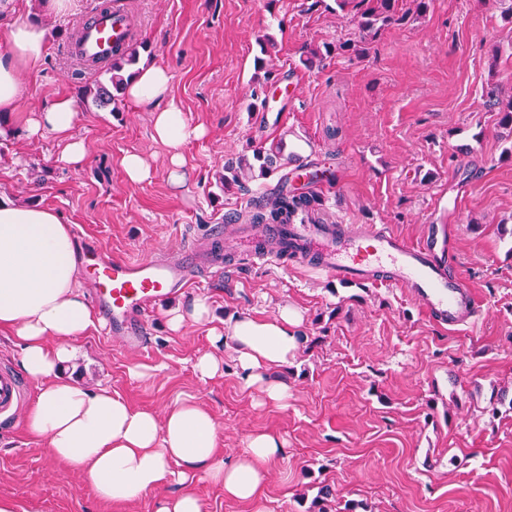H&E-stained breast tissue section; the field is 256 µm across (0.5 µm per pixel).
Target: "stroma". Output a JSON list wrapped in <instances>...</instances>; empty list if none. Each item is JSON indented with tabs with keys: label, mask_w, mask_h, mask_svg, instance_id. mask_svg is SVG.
<instances>
[{
	"label": "stroma",
	"mask_w": 512,
	"mask_h": 512,
	"mask_svg": "<svg viewBox=\"0 0 512 512\" xmlns=\"http://www.w3.org/2000/svg\"><path fill=\"white\" fill-rule=\"evenodd\" d=\"M74 2L62 14L23 0V18L47 28L50 41L19 110L72 97L86 157L64 163L53 135L26 139L1 116V196L55 207L82 251L137 261L206 235L299 160L340 167L339 185L321 190L336 220L386 224L412 241L457 186V268L480 308L451 330L395 288L248 264L155 306L148 349H121L97 323L76 340L65 375L159 413L194 395L215 415L227 457L258 430L283 439L288 452L260 494L266 512H318L326 485L339 499L329 512L346 503L355 512H512V408L498 402L512 397V141L489 106L512 100V23L497 0H430L418 16L405 0L409 17L362 59L339 48L358 31L352 7L336 0H122L145 57L167 68L172 98L205 127L183 148L190 166L178 184L150 107L125 99L110 111L84 96L97 75L75 76L68 42L103 0ZM262 99L272 114L263 125ZM273 142L282 159L264 174L254 150ZM128 153L151 161V181L126 180ZM231 159L250 170L244 185L227 188ZM198 296L218 321L283 305L301 312L305 341L275 373L289 386L284 405L263 403L229 357L223 375L199 380L193 362L210 347L209 325L174 332L165 316ZM0 497L19 512H154L157 495L101 502L15 424L0 425Z\"/></svg>",
	"instance_id": "stroma-1"
}]
</instances>
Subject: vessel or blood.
Instances as JSON below:
<instances>
[{
  "label": "vessel or blood",
  "mask_w": 512,
  "mask_h": 512,
  "mask_svg": "<svg viewBox=\"0 0 512 512\" xmlns=\"http://www.w3.org/2000/svg\"><path fill=\"white\" fill-rule=\"evenodd\" d=\"M133 24L116 6L93 12L84 24L76 58L108 57ZM454 246L447 225H427L422 241L411 244L385 224H338L301 216L293 224L241 223L226 214L205 239L178 252L162 251L130 261L100 254L89 279L93 299L112 340L128 349L146 344V312L206 273L224 272L245 261L305 265L342 282H371L404 289L439 325L456 328L477 310L472 288L452 271ZM24 381L0 365V421L14 419L25 397Z\"/></svg>",
  "instance_id": "1"
}]
</instances>
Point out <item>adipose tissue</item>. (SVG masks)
Segmentation results:
<instances>
[{
    "label": "adipose tissue",
    "instance_id": "1",
    "mask_svg": "<svg viewBox=\"0 0 512 512\" xmlns=\"http://www.w3.org/2000/svg\"><path fill=\"white\" fill-rule=\"evenodd\" d=\"M18 0H0L7 21V51L0 55V115L17 113L23 88L35 78L50 35L44 27L21 19ZM171 78L159 64H139L126 87L127 98L153 107L154 137L169 151L168 176L184 178L188 141L204 135L203 125L189 123L170 96ZM77 112L68 97L28 112L26 138L51 133L61 159L81 163L83 140L73 127ZM71 227L54 208L19 205L0 197V334L20 348V366L38 388L24 420V430L45 442V452L66 470L82 475L99 500L116 505L160 492L157 512H203L192 490L200 479L219 485L227 499L259 505L258 492L271 463L286 444L278 436L254 432L245 448L224 457L218 450L213 413L189 396L163 414L138 409L111 389H91L64 378L62 366L75 354L74 342L95 324L76 255ZM300 313L288 306L271 316L225 320L211 335L212 351L193 365L200 380L221 374L217 347L232 342L237 366L268 402L281 405L288 386L273 382L269 371L288 366L301 344Z\"/></svg>",
    "mask_w": 512,
    "mask_h": 512
}]
</instances>
